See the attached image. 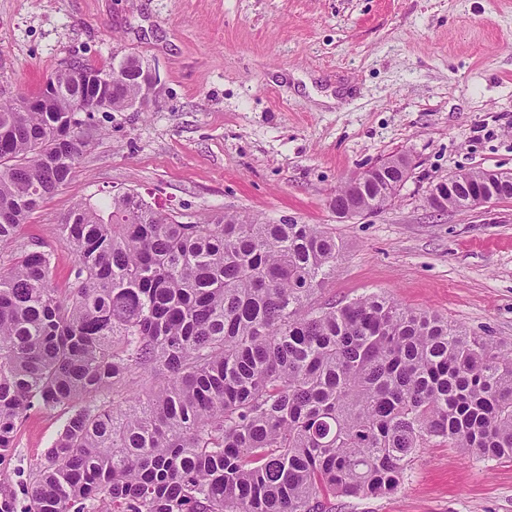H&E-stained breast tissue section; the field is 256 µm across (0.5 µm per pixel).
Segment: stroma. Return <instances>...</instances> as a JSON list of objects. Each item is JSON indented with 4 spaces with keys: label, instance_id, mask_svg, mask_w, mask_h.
<instances>
[{
    "label": "stroma",
    "instance_id": "obj_1",
    "mask_svg": "<svg viewBox=\"0 0 512 512\" xmlns=\"http://www.w3.org/2000/svg\"><path fill=\"white\" fill-rule=\"evenodd\" d=\"M135 57L159 76L145 112H98L104 133L20 239L74 264L54 228L113 188L182 213L323 224L344 247L318 302L385 294L512 350V198L433 211L467 171L512 173V0H0V100L39 93L67 62ZM332 102H325V95ZM405 154L394 201L350 219V176ZM61 427L31 411L14 465L32 470ZM335 512H512V461L421 449L398 490ZM360 188L359 182L357 180H351L345 191L340 195H337L332 200V205H334V201L336 200V207L333 209L336 211V215L342 219L353 218L361 214V207L351 202L352 195Z\"/></svg>",
    "mask_w": 512,
    "mask_h": 512
}]
</instances>
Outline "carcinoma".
I'll use <instances>...</instances> for the list:
<instances>
[{
	"mask_svg": "<svg viewBox=\"0 0 512 512\" xmlns=\"http://www.w3.org/2000/svg\"><path fill=\"white\" fill-rule=\"evenodd\" d=\"M97 72L57 69L39 110L0 102V512H327L329 495L394 493L433 444L512 459V354L384 295L313 306L342 257L320 224L184 223L119 190L55 225L74 265L53 285V254L19 235L97 130L98 91L76 81ZM141 93L130 72L106 110ZM35 409L62 429L15 481Z\"/></svg>",
	"mask_w": 512,
	"mask_h": 512,
	"instance_id": "cac0c4a2",
	"label": "carcinoma"
}]
</instances>
